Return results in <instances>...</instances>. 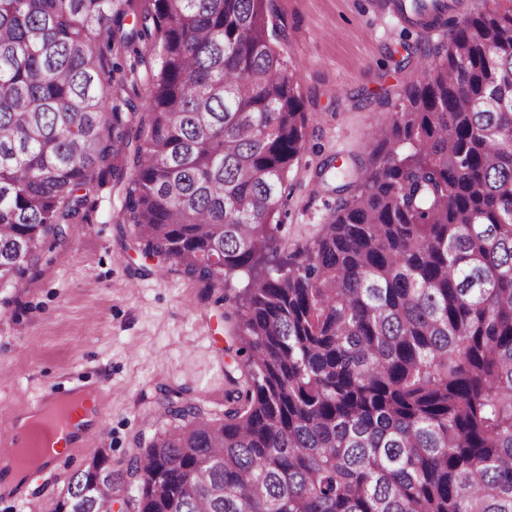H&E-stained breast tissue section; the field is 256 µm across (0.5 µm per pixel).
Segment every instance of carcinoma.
<instances>
[{
    "mask_svg": "<svg viewBox=\"0 0 512 512\" xmlns=\"http://www.w3.org/2000/svg\"><path fill=\"white\" fill-rule=\"evenodd\" d=\"M266 2L146 0L125 31L131 0H0V291L125 152L145 255L248 273L222 416L168 393L175 425L124 468L95 449L55 512H512V0L452 22L363 173L329 161L344 197L291 256L308 118Z\"/></svg>",
    "mask_w": 512,
    "mask_h": 512,
    "instance_id": "obj_1",
    "label": "carcinoma"
}]
</instances>
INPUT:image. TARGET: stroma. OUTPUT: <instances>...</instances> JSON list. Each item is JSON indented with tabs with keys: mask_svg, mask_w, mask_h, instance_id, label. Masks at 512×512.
<instances>
[{
	"mask_svg": "<svg viewBox=\"0 0 512 512\" xmlns=\"http://www.w3.org/2000/svg\"><path fill=\"white\" fill-rule=\"evenodd\" d=\"M386 0H268L267 9L308 117L305 148L288 173L279 232L285 251L314 239L339 202L319 176L329 159L358 170L381 115L422 80L425 59L414 30L384 10ZM94 171L80 214L66 224L62 247L8 289L0 307V433L46 386L95 384L105 395L96 446L121 467L133 438L170 426L158 409L178 391L205 412L223 409L234 322L223 289L213 290L157 259L145 258L133 225L118 223L121 198L113 170Z\"/></svg>",
	"mask_w": 512,
	"mask_h": 512,
	"instance_id": "1",
	"label": "stroma"
}]
</instances>
